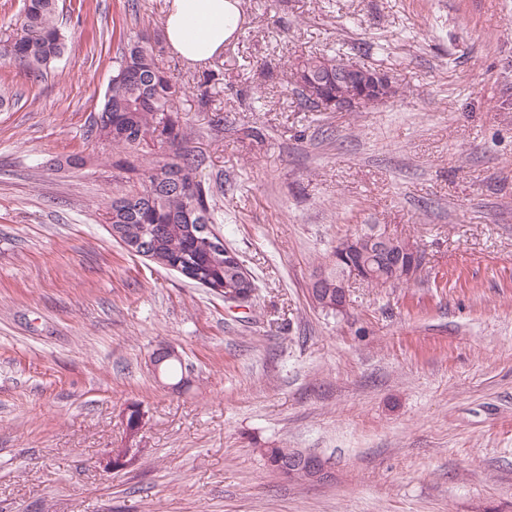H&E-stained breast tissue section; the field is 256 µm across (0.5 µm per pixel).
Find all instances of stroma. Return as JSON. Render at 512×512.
I'll list each match as a JSON object with an SVG mask.
<instances>
[{"label": "stroma", "instance_id": "35a3bbf8", "mask_svg": "<svg viewBox=\"0 0 512 512\" xmlns=\"http://www.w3.org/2000/svg\"><path fill=\"white\" fill-rule=\"evenodd\" d=\"M170 3L59 0L56 65L35 81L0 61V512H512V0H240L198 65L166 44ZM142 31L256 283L248 309L107 231L119 153L89 129ZM311 53L397 92L302 111L286 78ZM210 74L203 107L189 88ZM360 224L416 241L421 273L314 307L313 271ZM164 345L192 367L184 391L148 364ZM131 404L145 455L105 473ZM282 447L331 480L279 478L261 451Z\"/></svg>", "mask_w": 512, "mask_h": 512}]
</instances>
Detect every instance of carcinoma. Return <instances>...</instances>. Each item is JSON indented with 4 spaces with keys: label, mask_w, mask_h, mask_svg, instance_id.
<instances>
[{
    "label": "carcinoma",
    "mask_w": 512,
    "mask_h": 512,
    "mask_svg": "<svg viewBox=\"0 0 512 512\" xmlns=\"http://www.w3.org/2000/svg\"><path fill=\"white\" fill-rule=\"evenodd\" d=\"M58 0H23L21 24L25 35L0 43V59L25 68L33 78L54 67L65 49V38L57 21ZM326 62V69H336L342 62L339 56L310 54L301 59L305 66ZM294 90L300 104L310 111L332 110L330 102L336 99V88L328 85L318 92V99L307 97L300 88L302 74L296 68L291 71ZM174 85L167 72L159 66L156 47L142 33L128 38L121 49L117 66L113 70L98 118L93 122L90 135L96 140L106 139L107 144L135 151L152 140L160 145L161 153L155 160L138 165L124 159L115 167L132 175L140 187L119 190L112 194L109 210L124 212L128 236H144L150 242L152 232L160 224H177L184 211L192 206L198 209L203 224H214L213 194L198 179V164L188 148L189 133L182 126L178 109L173 105ZM173 171L182 179L195 183L200 191L190 200L175 190H164L157 181L165 173ZM193 244L176 232L163 237L155 252L161 261L174 263L192 250ZM363 264L374 285L397 287L408 283L399 275L391 276L378 253L353 255L338 247L325 257L319 269L326 277L322 288L334 286L336 274L349 264ZM189 367L182 359H172L161 366L162 377L173 384L181 383Z\"/></svg>",
    "instance_id": "carcinoma-1"
}]
</instances>
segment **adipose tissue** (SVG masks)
I'll use <instances>...</instances> for the list:
<instances>
[{
	"instance_id": "1",
	"label": "adipose tissue",
	"mask_w": 512,
	"mask_h": 512,
	"mask_svg": "<svg viewBox=\"0 0 512 512\" xmlns=\"http://www.w3.org/2000/svg\"><path fill=\"white\" fill-rule=\"evenodd\" d=\"M239 23V0H172L165 34L174 53L200 63L223 49Z\"/></svg>"
}]
</instances>
